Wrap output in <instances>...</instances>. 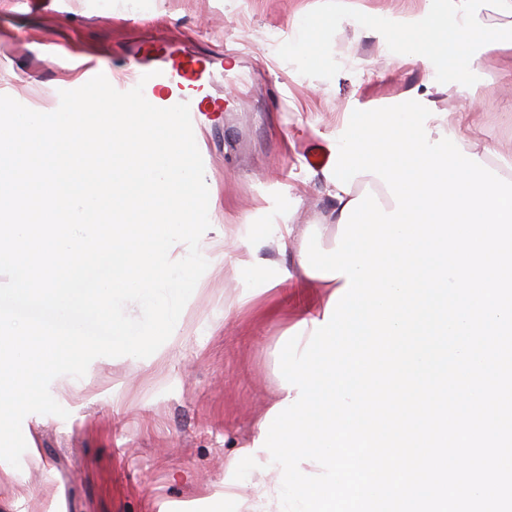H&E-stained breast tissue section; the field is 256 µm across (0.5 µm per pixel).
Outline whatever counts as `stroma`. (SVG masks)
<instances>
[{"mask_svg": "<svg viewBox=\"0 0 512 512\" xmlns=\"http://www.w3.org/2000/svg\"><path fill=\"white\" fill-rule=\"evenodd\" d=\"M319 0H0V95L55 111L60 91L83 86V66L130 90L128 57L163 68L222 50L236 70L216 74L220 112L198 115L213 224L233 225L224 256L210 261L174 339L151 358L102 357L75 391L68 418L27 424L37 454L0 462V512H206L224 480V459L249 440L275 398L285 334L325 301L318 282L296 276L297 235L323 223L327 189L309 147L329 143L353 107L372 110L422 93L445 132L469 134L489 168L512 155V52L487 51L477 82L439 85L421 59L392 53L351 19L332 44L330 80L301 75L277 49L292 22ZM293 224L280 251L269 227ZM292 271L259 292V271ZM257 294L248 304L239 298Z\"/></svg>", "mask_w": 512, "mask_h": 512, "instance_id": "stroma-1", "label": "stroma"}]
</instances>
